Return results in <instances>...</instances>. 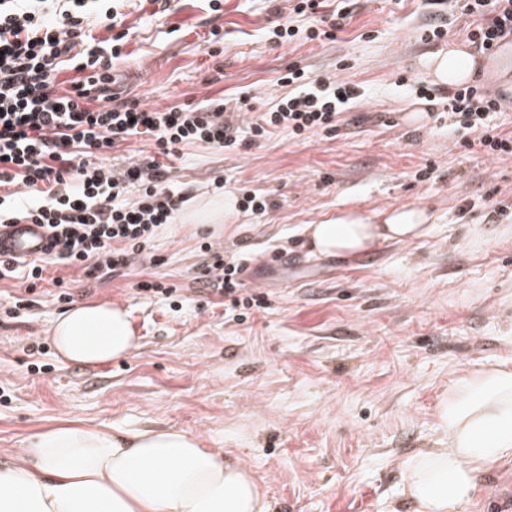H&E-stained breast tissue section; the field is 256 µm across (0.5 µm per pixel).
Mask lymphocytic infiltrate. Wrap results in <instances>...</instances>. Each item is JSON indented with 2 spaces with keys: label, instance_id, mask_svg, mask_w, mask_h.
I'll list each match as a JSON object with an SVG mask.
<instances>
[{
  "label": "lymphocytic infiltrate",
  "instance_id": "obj_1",
  "mask_svg": "<svg viewBox=\"0 0 512 512\" xmlns=\"http://www.w3.org/2000/svg\"><path fill=\"white\" fill-rule=\"evenodd\" d=\"M468 17L466 39L485 54L512 41V0H431ZM126 0H0V227L43 226L54 248L31 261L0 260V280L24 279L6 314L29 311L48 267L81 268L109 276L145 254L157 229L172 223L186 197L172 186L166 159L203 143L224 150L251 148L275 131L305 139L336 135L339 116L362 98L361 85L288 68L278 77L286 95L263 112L207 101L150 109L114 93V62L132 34ZM77 72L70 90L62 70ZM419 99L443 105L459 146L485 155H512V133L495 121L504 104L482 84L448 89L417 85ZM151 147L114 167L128 140ZM203 271L210 292L229 311L263 310L268 296L245 288L238 257L205 244Z\"/></svg>",
  "mask_w": 512,
  "mask_h": 512
}]
</instances>
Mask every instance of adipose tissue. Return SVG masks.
Masks as SVG:
<instances>
[{"mask_svg": "<svg viewBox=\"0 0 512 512\" xmlns=\"http://www.w3.org/2000/svg\"><path fill=\"white\" fill-rule=\"evenodd\" d=\"M480 67L452 44L435 55V84L457 86ZM425 210L403 206L364 214L344 210L306 228L312 254L356 257L383 242L422 237ZM52 341L67 362L98 365L129 356L138 338L127 311L82 303L60 315ZM442 440L401 465L398 499L413 512H465L480 473L512 459V369L487 368L462 378L438 413ZM19 464L0 470V512H268L251 471L201 448L175 428L133 433L56 420L20 441Z\"/></svg>", "mask_w": 512, "mask_h": 512, "instance_id": "ef3b65f1", "label": "adipose tissue"}]
</instances>
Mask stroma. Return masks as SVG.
<instances>
[{"label":"stroma","instance_id":"1","mask_svg":"<svg viewBox=\"0 0 512 512\" xmlns=\"http://www.w3.org/2000/svg\"><path fill=\"white\" fill-rule=\"evenodd\" d=\"M427 0H359L337 41L278 43L263 28L287 15L286 0H172L168 15L130 12L134 32L115 61V91L149 107L229 98L251 89L255 111L276 96L291 65L333 73L340 58L365 99L342 114L340 132L300 140L278 131L262 145L227 153L185 146L173 177L188 196L159 227L151 260L91 279L48 269L36 306L5 314L13 280L0 281V468L16 462L22 435L76 419L123 431L181 428L253 473L269 512H384L400 488L402 461L434 447L440 400L463 375L512 367V219L488 221L490 192L512 202V155L455 144L447 120L430 116L400 76L428 78L433 56L465 43V19L424 43ZM223 36L222 53L206 39ZM431 169L429 179L418 173ZM244 185L266 195L264 214L232 207L224 230L188 226L203 202L237 199ZM424 207L423 237L387 242L371 256L318 257L271 269L261 256L305 250L304 227L354 209ZM214 242L247 261L246 285L270 306L225 319L224 299L197 275ZM77 302L126 308L139 338L128 358L86 366L60 360L51 328L64 305L55 278ZM182 288L177 301L138 293L142 281ZM512 460L482 477L467 512L502 506Z\"/></svg>","mask_w":512,"mask_h":512}]
</instances>
